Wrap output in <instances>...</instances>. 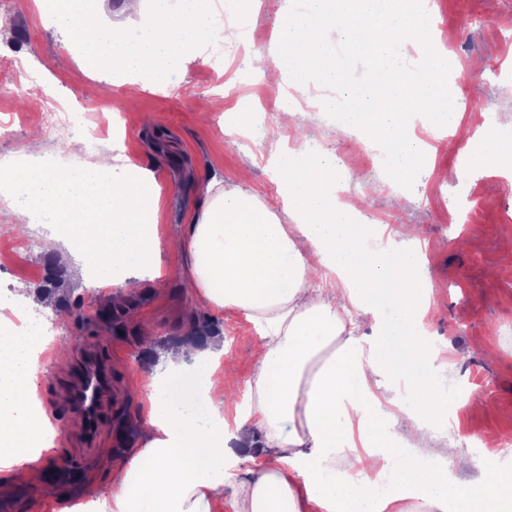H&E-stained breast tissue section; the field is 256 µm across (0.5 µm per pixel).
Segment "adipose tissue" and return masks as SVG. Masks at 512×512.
I'll return each instance as SVG.
<instances>
[{
	"mask_svg": "<svg viewBox=\"0 0 512 512\" xmlns=\"http://www.w3.org/2000/svg\"><path fill=\"white\" fill-rule=\"evenodd\" d=\"M84 44L88 69L108 72L129 95L162 91L195 63L208 41L199 0H123V12L148 21L109 19L106 0H37ZM413 0H285L276 37L257 54L275 87L316 90L320 111L336 112L365 148L379 150L399 182L408 181L428 145L409 126V106L428 105L429 134L460 119L448 87L458 76L444 53L424 50ZM339 33L364 64L349 83L327 47ZM420 52L419 70L399 49ZM310 125L300 147L275 153L277 201L216 178L198 180L203 198L178 248L202 299L242 314L262 340L255 348L256 395L239 398V381L219 355L187 344L168 353L166 371L145 377L147 399L139 448L109 460V497L59 505L52 512H512V471L488 458L458 459L448 469L452 401L478 413L488 405L451 399L455 379L444 349L431 343L424 319L435 309L427 262L413 229L368 251L374 224L355 222L361 203L337 202L336 153ZM39 143L22 163L0 164V216L16 231L45 224L75 262L68 277L97 287H145L158 271L156 222L162 197L154 172L130 158L86 155L70 141L65 169L41 161ZM388 317L391 333L362 342L347 336L353 313ZM38 332L22 324L0 334V493L14 479L37 480L57 432L39 413L34 360ZM190 383L207 411L192 412L173 385ZM404 423L402 433L391 425ZM262 463L225 503L241 449ZM344 466H336V459ZM476 467L484 478L461 479Z\"/></svg>",
	"mask_w": 512,
	"mask_h": 512,
	"instance_id": "ef3b65f1",
	"label": "adipose tissue"
}]
</instances>
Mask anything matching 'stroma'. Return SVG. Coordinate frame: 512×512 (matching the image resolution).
<instances>
[{
	"instance_id": "1",
	"label": "stroma",
	"mask_w": 512,
	"mask_h": 512,
	"mask_svg": "<svg viewBox=\"0 0 512 512\" xmlns=\"http://www.w3.org/2000/svg\"><path fill=\"white\" fill-rule=\"evenodd\" d=\"M435 25L452 34V45L465 62L481 61L466 70L456 89L462 110L512 114V0H434ZM15 24L0 37V76L15 53L43 77L45 90L37 96L19 94L10 104L14 121L0 137V161L16 159L31 131L42 134L46 153L64 145L41 121L43 104L55 97L76 109L83 129L98 130L97 147L120 153L150 167L165 198L158 224L160 275L138 295L107 288L119 305L106 308L93 285L64 280L61 263H48L58 253L44 228L19 238L0 232V292L33 288L58 293L60 306L35 311V319L50 316L54 327L41 354L36 387L45 413L58 427L44 466V484L19 480L12 493L0 497V512H47L45 490L80 503L89 501L93 488H106L108 478L96 468L105 454L128 455L140 441V422L146 400L145 374L162 363L170 345L183 340L186 326L195 334L224 342L241 384L253 379L257 364L251 355L259 336L242 315L232 314L200 299L187 287L183 269L172 257L171 233L197 204L199 176L223 179L225 189L243 187L263 195L276 194L278 185L267 159L279 150L277 126L268 125L260 89L267 83L257 72L228 75L226 66L192 65L183 82L167 92H144L130 99L115 90L104 100L84 98L94 76L80 58L60 66L65 35L57 22L47 19L30 0H5ZM251 112L263 135L225 137L222 112ZM476 134L475 146H482ZM466 140L450 132L438 144L433 161L420 164L406 183L410 196L398 206L394 184L385 167L372 165L358 177L344 178V190L362 199L368 217L394 235L402 225L420 229L427 255L428 276L434 285L437 309L427 330L435 344L447 347L463 390L478 392L496 408L492 416L460 411L455 436L468 438L469 450L490 456L480 440L487 434L512 438V265L501 262L499 247L512 238V176L491 169L481 175L463 170ZM447 180H440V173ZM97 350L110 363L112 391L95 440H88L70 404V387L83 368L88 350Z\"/></svg>"
}]
</instances>
